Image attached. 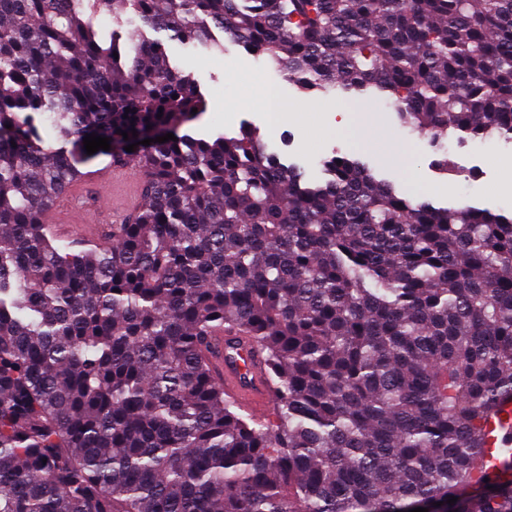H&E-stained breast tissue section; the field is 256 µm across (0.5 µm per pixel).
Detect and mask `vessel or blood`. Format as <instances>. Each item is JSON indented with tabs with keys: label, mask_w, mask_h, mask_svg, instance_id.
<instances>
[{
	"label": "vessel or blood",
	"mask_w": 512,
	"mask_h": 512,
	"mask_svg": "<svg viewBox=\"0 0 512 512\" xmlns=\"http://www.w3.org/2000/svg\"><path fill=\"white\" fill-rule=\"evenodd\" d=\"M142 173L135 164L107 165L98 169L89 180L74 183L64 199L57 204L49 218L50 224L63 225L68 212L74 211L76 201L86 188L93 185L104 189V199L112 212L114 223H124L140 205ZM211 369L215 381L223 386L225 394L239 405L256 414H263L268 405L264 363L252 348H244L242 360L227 363L223 355L211 356ZM512 429V399L502 403L495 418L490 419L486 431L489 444H496L501 432Z\"/></svg>",
	"instance_id": "b4317fda"
}]
</instances>
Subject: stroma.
<instances>
[{"mask_svg":"<svg viewBox=\"0 0 512 512\" xmlns=\"http://www.w3.org/2000/svg\"><path fill=\"white\" fill-rule=\"evenodd\" d=\"M214 38L213 48L167 44L171 65L199 77L205 101L204 112L184 126V133L213 140L251 126L258 128L268 152L299 165L310 180L320 178L323 158L349 151L398 188L434 205L451 207L463 198L481 209L512 211V197L495 189L502 166L512 165V143L452 133L442 147H434L402 127L388 105L376 110L365 99L303 92L268 58L247 52L222 32ZM341 111L354 113L357 134L337 129ZM491 154L500 158L501 167L488 164ZM444 156L453 167L448 174L438 164Z\"/></svg>","mask_w":512,"mask_h":512,"instance_id":"stroma-1","label":"stroma"}]
</instances>
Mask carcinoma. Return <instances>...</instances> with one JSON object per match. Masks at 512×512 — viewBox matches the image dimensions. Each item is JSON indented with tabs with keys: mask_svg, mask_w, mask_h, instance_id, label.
Instances as JSON below:
<instances>
[{
	"mask_svg": "<svg viewBox=\"0 0 512 512\" xmlns=\"http://www.w3.org/2000/svg\"><path fill=\"white\" fill-rule=\"evenodd\" d=\"M111 5L377 94L435 146L512 143V0H0V512H512L483 434L512 397V215L180 133L198 80L161 41L103 45ZM92 133L145 181L112 246L75 251L44 215ZM220 336L262 357L274 420L214 381Z\"/></svg>",
	"mask_w": 512,
	"mask_h": 512,
	"instance_id": "carcinoma-1",
	"label": "carcinoma"
}]
</instances>
